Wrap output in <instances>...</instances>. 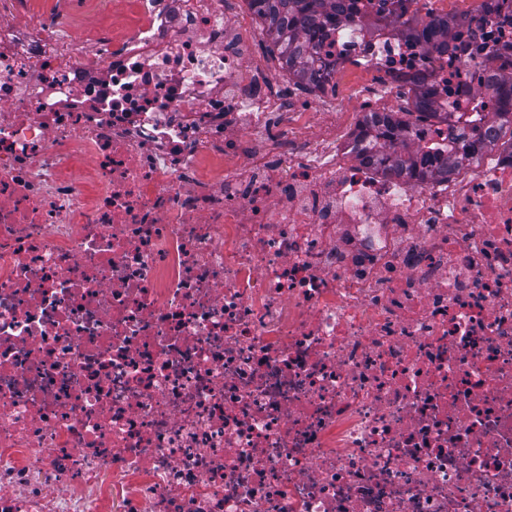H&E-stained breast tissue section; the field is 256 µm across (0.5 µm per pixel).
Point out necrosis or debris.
Wrapping results in <instances>:
<instances>
[{
	"instance_id": "obj_1",
	"label": "necrosis or debris",
	"mask_w": 512,
	"mask_h": 512,
	"mask_svg": "<svg viewBox=\"0 0 512 512\" xmlns=\"http://www.w3.org/2000/svg\"><path fill=\"white\" fill-rule=\"evenodd\" d=\"M0 0V512H512V0ZM437 119L367 157L344 64ZM463 132L468 160L421 177ZM334 0H251L261 7L258 13L268 18L267 35L276 52L270 51L265 35L252 45L251 55L271 69L282 66L299 82H313L315 70L308 56L309 30L336 20Z\"/></svg>"
}]
</instances>
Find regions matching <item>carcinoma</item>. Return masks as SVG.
<instances>
[{"label": "carcinoma", "mask_w": 512, "mask_h": 512, "mask_svg": "<svg viewBox=\"0 0 512 512\" xmlns=\"http://www.w3.org/2000/svg\"><path fill=\"white\" fill-rule=\"evenodd\" d=\"M261 4L258 13L268 18L267 35L288 70V75L300 82H312L315 70L308 56L309 31L326 21L336 18L332 0H256ZM365 125L370 136L369 144L386 154V146L396 135L414 126L396 112H368ZM468 157V145L461 142L454 147L453 159L437 172L439 177L448 176Z\"/></svg>", "instance_id": "1"}]
</instances>
